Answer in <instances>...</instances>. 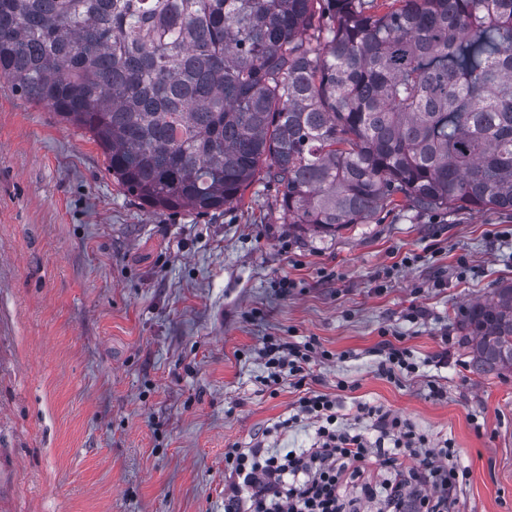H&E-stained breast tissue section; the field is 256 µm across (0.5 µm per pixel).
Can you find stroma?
Here are the masks:
<instances>
[{"label":"stroma","instance_id":"stroma-1","mask_svg":"<svg viewBox=\"0 0 512 512\" xmlns=\"http://www.w3.org/2000/svg\"><path fill=\"white\" fill-rule=\"evenodd\" d=\"M495 228L512 214L404 204L301 232L261 180L240 207L152 213L90 133L0 79V512H224L226 448L315 434L275 428L298 392L264 386L270 337L330 352L315 388L342 413L367 403L429 447L452 440L462 512H512V376L472 374L456 329L461 305L512 279ZM385 331L419 365L397 384L377 372Z\"/></svg>","mask_w":512,"mask_h":512}]
</instances>
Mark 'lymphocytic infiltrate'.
<instances>
[{
  "label": "lymphocytic infiltrate",
  "mask_w": 512,
  "mask_h": 512,
  "mask_svg": "<svg viewBox=\"0 0 512 512\" xmlns=\"http://www.w3.org/2000/svg\"><path fill=\"white\" fill-rule=\"evenodd\" d=\"M262 357L267 386L279 385L287 375L300 391L298 413L284 420L283 428L307 420L317 429L307 448L257 443L225 449L231 481L224 488V512H363L372 503L378 512H457L468 472L455 464L451 442L427 447L406 419L367 404L357 406L355 417L371 420L375 439L338 427L335 397L309 385L313 365L329 357L315 341L269 340ZM406 458L415 459V467L403 468ZM373 466L383 471L382 481L366 480Z\"/></svg>",
  "instance_id": "obj_1"
}]
</instances>
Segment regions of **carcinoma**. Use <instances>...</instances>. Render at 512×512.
<instances>
[{
    "label": "carcinoma",
    "mask_w": 512,
    "mask_h": 512,
    "mask_svg": "<svg viewBox=\"0 0 512 512\" xmlns=\"http://www.w3.org/2000/svg\"><path fill=\"white\" fill-rule=\"evenodd\" d=\"M0 77L154 213L261 174L325 235L400 200L512 212V0H0ZM456 326L474 372L512 373L511 280Z\"/></svg>",
    "instance_id": "cac0c4a2"
}]
</instances>
